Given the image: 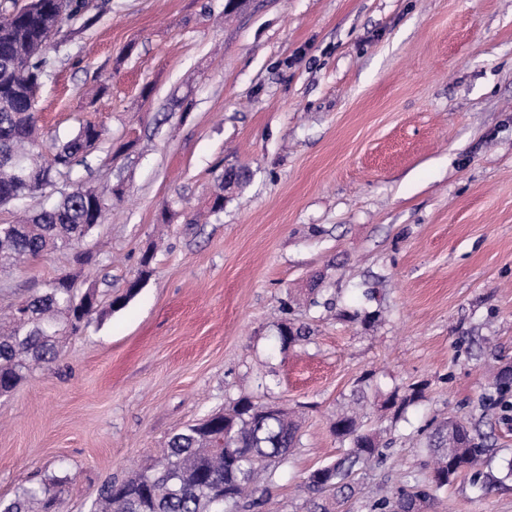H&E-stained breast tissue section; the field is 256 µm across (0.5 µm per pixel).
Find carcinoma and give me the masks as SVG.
<instances>
[{
  "label": "carcinoma",
  "instance_id": "obj_1",
  "mask_svg": "<svg viewBox=\"0 0 512 512\" xmlns=\"http://www.w3.org/2000/svg\"><path fill=\"white\" fill-rule=\"evenodd\" d=\"M59 17L58 0H38L36 7H16V0H0V206L36 193L44 197L39 209L16 224H0V268H17L44 253L76 255L91 224L104 223L107 193L94 185L73 183L55 193L53 182L70 175L77 158L91 141L101 140L95 125L79 127L74 136L42 159L37 148V117L32 104L43 84L51 46L46 31L60 33L85 13V0H71ZM65 277L14 305L0 324V395L14 390L34 370L54 362L67 328L77 331L97 313L79 296L61 286ZM283 346L300 341L302 329L283 322L278 327ZM483 404L512 411V366L498 369L493 390ZM265 404L241 396L225 412H216L189 425L168 441L153 467L122 479L106 481L89 512H280L272 486L276 470L288 462L298 442L299 423L284 408L264 412ZM365 405L361 398L338 414L334 433L349 441L345 455L313 471L300 488L309 512H332L337 497L352 490L356 465L383 456V443L362 431ZM432 471L424 482L398 488L373 505L374 512H394L397 504L417 499L426 504L460 474L473 484H494L483 471L491 448L476 430L448 435L447 423L428 436ZM58 480L25 486L9 500L0 499V512H64Z\"/></svg>",
  "mask_w": 512,
  "mask_h": 512
}]
</instances>
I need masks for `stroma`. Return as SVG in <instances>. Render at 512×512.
Returning <instances> with one entry per match:
<instances>
[{"label":"stroma","instance_id":"35a3bbf8","mask_svg":"<svg viewBox=\"0 0 512 512\" xmlns=\"http://www.w3.org/2000/svg\"><path fill=\"white\" fill-rule=\"evenodd\" d=\"M86 15L50 52L39 134L49 148L102 128L57 187L122 194L83 243L96 263L0 271V312L63 275L106 310L0 396V497L53 477L67 512H89L105 481L243 395L299 418L283 512H306L296 486L347 449L332 426L356 395L386 458L357 466L334 512L424 480L428 428L454 416L500 475L512 418L481 396L488 365H512V0H89ZM228 166L248 180L224 187ZM148 250L152 274L110 309ZM284 318L305 340L281 346ZM427 512H512V479L459 475Z\"/></svg>","mask_w":512,"mask_h":512}]
</instances>
